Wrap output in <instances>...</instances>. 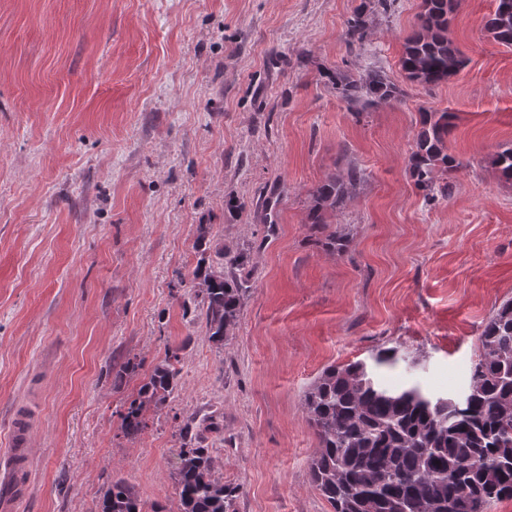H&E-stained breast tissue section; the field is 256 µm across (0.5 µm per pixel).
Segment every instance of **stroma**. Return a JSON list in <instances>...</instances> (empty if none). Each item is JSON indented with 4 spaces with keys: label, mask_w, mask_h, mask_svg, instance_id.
<instances>
[{
    "label": "stroma",
    "mask_w": 512,
    "mask_h": 512,
    "mask_svg": "<svg viewBox=\"0 0 512 512\" xmlns=\"http://www.w3.org/2000/svg\"><path fill=\"white\" fill-rule=\"evenodd\" d=\"M0 0V449L31 411L13 512H95L112 480L142 512H179V429L234 512H332L312 484L304 396L324 369L400 360L392 387L459 394L484 324L512 299V47L485 30L495 0L450 20L465 67L433 90L400 58L422 0ZM383 69L405 95L354 113L324 73ZM454 112L448 197L408 170L420 112ZM364 180L318 243L313 190L346 164ZM278 195L277 223L260 219ZM240 202L229 210L228 200ZM214 263L251 252L252 287L224 344L194 294L199 226ZM176 351L179 383L127 436L120 412ZM368 24L363 7L358 8L347 22L345 43L349 52L360 50L367 38Z\"/></svg>",
    "instance_id": "obj_1"
}]
</instances>
